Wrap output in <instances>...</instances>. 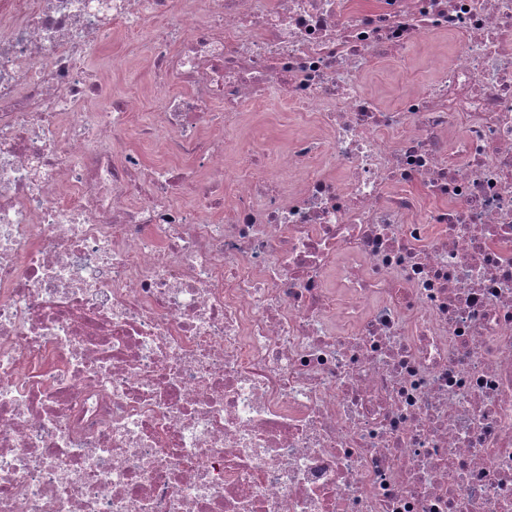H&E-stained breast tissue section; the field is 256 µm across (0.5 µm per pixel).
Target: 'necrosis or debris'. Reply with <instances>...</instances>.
Returning a JSON list of instances; mask_svg holds the SVG:
<instances>
[{
    "label": "necrosis or debris",
    "instance_id": "4bbe7bcc",
    "mask_svg": "<svg viewBox=\"0 0 512 512\" xmlns=\"http://www.w3.org/2000/svg\"><path fill=\"white\" fill-rule=\"evenodd\" d=\"M0 512H512V0H0ZM452 48L447 37H439L415 45L407 51L411 66L390 61L376 63L367 74V80L379 104L390 110L398 109L405 84L413 78L424 77L412 64L426 53L443 49L450 51ZM115 52L119 55H122L126 59V66L131 71H136L139 75H134L132 78L137 81H131L128 78V74L125 72H120L116 74H112L110 77V81L112 82V87L116 85H120L124 87L127 91H135L139 89L143 84V58L144 52L141 42L132 41L122 47L120 44L112 45V52H109V56L112 59V53ZM305 128V120L293 115L279 100H272L268 112H253L247 120L246 130L267 135L273 140L285 141L288 133Z\"/></svg>",
    "mask_w": 512,
    "mask_h": 512
}]
</instances>
